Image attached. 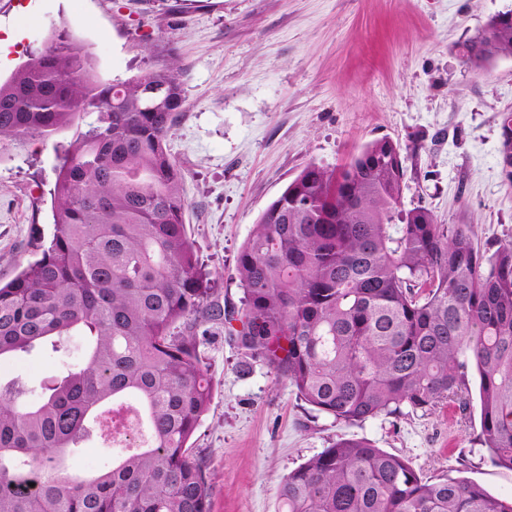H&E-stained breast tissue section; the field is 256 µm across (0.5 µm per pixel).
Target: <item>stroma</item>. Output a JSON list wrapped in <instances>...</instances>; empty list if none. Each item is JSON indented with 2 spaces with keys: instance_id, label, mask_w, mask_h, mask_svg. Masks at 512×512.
Instances as JSON below:
<instances>
[{
  "instance_id": "obj_1",
  "label": "stroma",
  "mask_w": 512,
  "mask_h": 512,
  "mask_svg": "<svg viewBox=\"0 0 512 512\" xmlns=\"http://www.w3.org/2000/svg\"><path fill=\"white\" fill-rule=\"evenodd\" d=\"M512 0H0V77L65 32L97 77L124 80L177 66L186 109L168 138L185 174L187 234L221 304L240 308L236 257L265 208L307 165L334 169L365 143L408 145L403 203L443 224H471L486 252L512 241V183L499 164L500 112L512 110V56L482 70L465 43ZM54 153L40 139L0 148V279L49 242ZM212 384L192 438L210 512H277L283 479L342 438L404 457L426 479L473 482L512 498V470L479 441L480 407L444 405L394 421L344 423L300 400L227 329L201 325ZM65 353L1 361L30 400L48 376L80 364Z\"/></svg>"
}]
</instances>
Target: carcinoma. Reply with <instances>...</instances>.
Instances as JSON below:
<instances>
[{"label":"carcinoma","mask_w":512,"mask_h":512,"mask_svg":"<svg viewBox=\"0 0 512 512\" xmlns=\"http://www.w3.org/2000/svg\"><path fill=\"white\" fill-rule=\"evenodd\" d=\"M512 55V20L493 17L463 47L480 70ZM185 104L173 63L102 81L58 36L0 81V145L75 129L53 145V234L0 282V360L59 353L88 337L84 363L41 399L0 382V512H210L189 441L211 401L197 324L229 321L188 239L184 172L167 140ZM512 184V112L498 117ZM403 147L373 140L343 168L305 166L262 212L237 257L235 339L252 360L338 422L470 408L512 470V241L489 256L474 225L404 207ZM136 401L149 441L106 471L70 457ZM37 482L32 487L30 483ZM278 512H512L479 485L423 479L364 438L339 439L283 480Z\"/></svg>","instance_id":"carcinoma-1"}]
</instances>
